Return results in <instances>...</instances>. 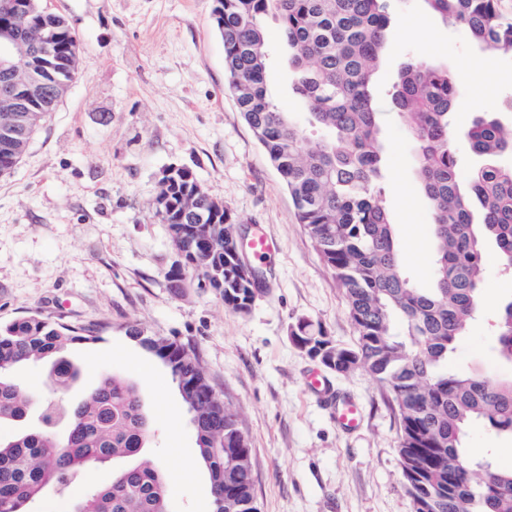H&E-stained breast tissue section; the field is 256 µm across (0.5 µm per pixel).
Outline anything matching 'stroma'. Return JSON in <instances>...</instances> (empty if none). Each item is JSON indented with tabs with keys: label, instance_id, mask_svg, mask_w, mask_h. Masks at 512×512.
Listing matches in <instances>:
<instances>
[{
	"label": "stroma",
	"instance_id": "1",
	"mask_svg": "<svg viewBox=\"0 0 512 512\" xmlns=\"http://www.w3.org/2000/svg\"><path fill=\"white\" fill-rule=\"evenodd\" d=\"M213 0H50L78 38V70L67 94L34 134L10 175L0 177V323L29 316L102 326L95 343L73 345L80 367L66 399L101 373L134 381L153 417L147 452L168 475L169 512H212L209 473L172 376L126 334L188 342L216 391L239 415L251 448L260 512H413L397 445L400 417L389 388L363 369L339 375L293 342L307 320L334 342L357 340L347 298L302 224L284 181L225 87L224 43ZM268 84L307 137L321 138L296 96L274 21ZM481 53L420 0H398L376 84L387 144L383 200L416 287L430 284V207L414 173L416 146L391 106L400 68L419 59L460 82L452 114L463 134L483 112L512 99V59L494 60L490 81L469 69ZM188 169L238 224L277 248L257 265L263 283L248 311L220 296L178 255L155 200L165 170ZM485 307L458 344L456 365L500 372L497 304L512 299V270L487 256ZM180 278H173V270ZM147 367L130 369L131 358ZM323 380L326 395L309 386ZM359 407L358 427L337 426L332 400ZM119 461L94 467L68 490L47 491L39 512H71Z\"/></svg>",
	"mask_w": 512,
	"mask_h": 512
}]
</instances>
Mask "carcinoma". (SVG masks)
<instances>
[{
	"instance_id": "carcinoma-1",
	"label": "carcinoma",
	"mask_w": 512,
	"mask_h": 512,
	"mask_svg": "<svg viewBox=\"0 0 512 512\" xmlns=\"http://www.w3.org/2000/svg\"><path fill=\"white\" fill-rule=\"evenodd\" d=\"M395 0H214V24L224 42V76L242 113L291 194L303 224L343 289L357 343L330 348V369L348 374L362 368L387 384L400 416L398 455L414 512H512V468L474 455L469 431L481 426L512 441V375H475L449 365L460 339L483 306L485 250L495 248L512 269V126L497 112H484L465 132L481 159L468 177L460 174L451 116L458 95L446 69L410 61L398 72L391 103L417 143L416 173L433 224L431 286L408 279L391 214L382 198L381 113L373 85L387 42ZM428 10L464 34L482 51L512 58V15L503 0H423ZM274 20L288 48V62L311 123L327 131L305 138L293 116L273 100L267 81L266 18ZM28 24L52 37L65 58L78 43L65 18L37 9ZM55 96H35V112L3 140L0 177L10 174ZM172 226L223 224L230 215L199 207L207 190L186 172L163 185ZM186 264L224 292V305L251 301L224 267L223 241ZM495 350L512 367V299L496 314ZM303 339L326 343L321 329L299 325ZM97 327L74 326L30 316L0 325V425L18 430L0 436V512H32L47 490H62L76 475L99 464L131 461L78 500L81 512H168L167 478L146 457L152 419L134 382L102 373L83 396L65 404L35 400L13 377L20 366L46 362L53 385L66 390L79 376L67 357L75 343L100 339ZM128 336L170 371L191 416L201 461L209 471L213 512H258L252 465L231 458L248 448L225 447L223 398L215 390L194 345L166 337ZM42 420L62 410L63 434L41 426L24 428L35 406Z\"/></svg>"
}]
</instances>
